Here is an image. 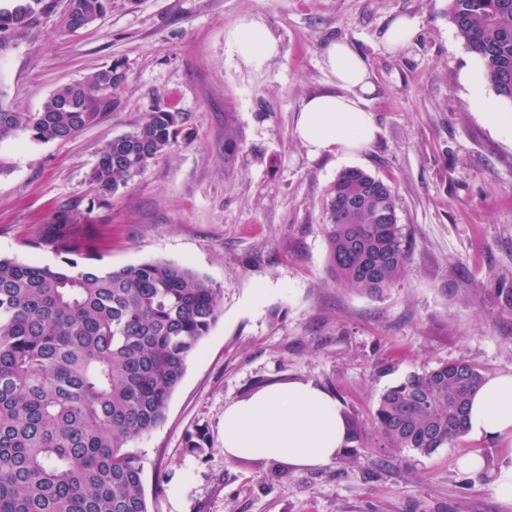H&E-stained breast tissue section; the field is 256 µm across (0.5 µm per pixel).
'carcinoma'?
Segmentation results:
<instances>
[{
  "label": "carcinoma",
  "instance_id": "1",
  "mask_svg": "<svg viewBox=\"0 0 512 512\" xmlns=\"http://www.w3.org/2000/svg\"><path fill=\"white\" fill-rule=\"evenodd\" d=\"M110 0H66L64 35L100 20ZM51 0L0 6V50L36 25ZM449 19L512 103V0H450ZM119 67L59 86L38 112L3 102L0 142L21 131L68 141L122 104ZM180 113L157 105L135 130L107 143L90 172L99 195L128 184L175 142ZM330 272L381 297L406 272L409 246L397 197L362 169L342 171L327 192ZM33 245L51 267L0 257V512H150L144 459L132 444L160 426L187 360L215 324L220 289L164 260L103 270L86 263L87 238L69 213L41 225ZM484 375L442 363L385 390L370 422L384 447L430 455L466 434L470 396Z\"/></svg>",
  "mask_w": 512,
  "mask_h": 512
}]
</instances>
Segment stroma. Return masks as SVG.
I'll return each instance as SVG.
<instances>
[{
	"label": "stroma",
	"instance_id": "1",
	"mask_svg": "<svg viewBox=\"0 0 512 512\" xmlns=\"http://www.w3.org/2000/svg\"><path fill=\"white\" fill-rule=\"evenodd\" d=\"M449 0H111L76 34L56 13L0 51V87L23 112L61 84L123 69L121 108L65 142H0V255L57 265L35 229L80 217L96 265L189 266L221 290L220 314L190 356L164 422L135 444L151 512H512L488 471L503 444L468 436L430 455L382 447L370 416L413 372L466 361L512 374V104L495 92L448 16ZM260 22L280 53L246 68L224 41ZM418 36L389 52L388 26ZM347 43L369 64L380 133L355 165L388 182L411 254L371 298L328 272L325 202L345 163L311 158L294 135L302 102L330 89L323 57ZM181 113L176 143L127 186L99 197L101 148L153 105ZM232 142H225V132ZM311 381L340 401L361 438L331 464L285 470L224 457V409L267 384ZM203 432V450L188 440ZM162 493H155V486ZM418 28L414 20L398 18L386 32V43L390 51L397 52L409 47L417 36Z\"/></svg>",
	"mask_w": 512,
	"mask_h": 512
}]
</instances>
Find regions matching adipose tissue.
<instances>
[{
	"instance_id": "obj_1",
	"label": "adipose tissue",
	"mask_w": 512,
	"mask_h": 512,
	"mask_svg": "<svg viewBox=\"0 0 512 512\" xmlns=\"http://www.w3.org/2000/svg\"><path fill=\"white\" fill-rule=\"evenodd\" d=\"M226 40L243 65L255 71L279 53L276 38L249 18L230 29ZM324 63L334 87L304 100L294 134L310 156L351 160L379 132L366 108L374 91L372 73L365 59L342 42L327 47ZM467 433L508 444L495 466L472 453L460 459L459 467L490 471L499 497L512 500V374L485 378L469 406ZM348 437L339 401L310 381L275 382L224 409V456L229 460L259 457L294 470L318 468L343 453Z\"/></svg>"
}]
</instances>
